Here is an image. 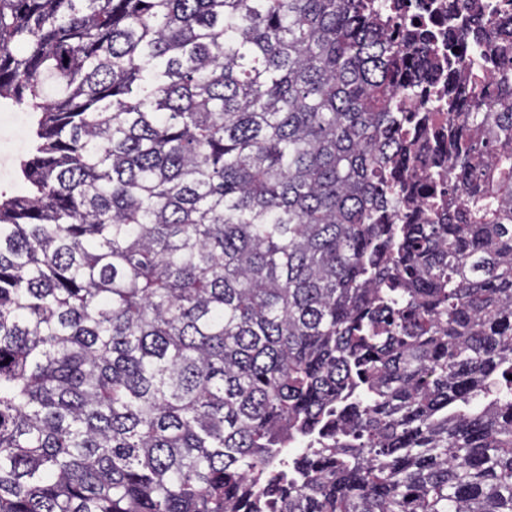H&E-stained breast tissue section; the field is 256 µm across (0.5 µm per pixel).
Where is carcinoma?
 Here are the masks:
<instances>
[{"mask_svg": "<svg viewBox=\"0 0 512 512\" xmlns=\"http://www.w3.org/2000/svg\"><path fill=\"white\" fill-rule=\"evenodd\" d=\"M462 12L0 0V512H512V13ZM30 112L13 105H0V191L24 194L27 186L18 173V163L33 137Z\"/></svg>", "mask_w": 512, "mask_h": 512, "instance_id": "1", "label": "carcinoma"}]
</instances>
